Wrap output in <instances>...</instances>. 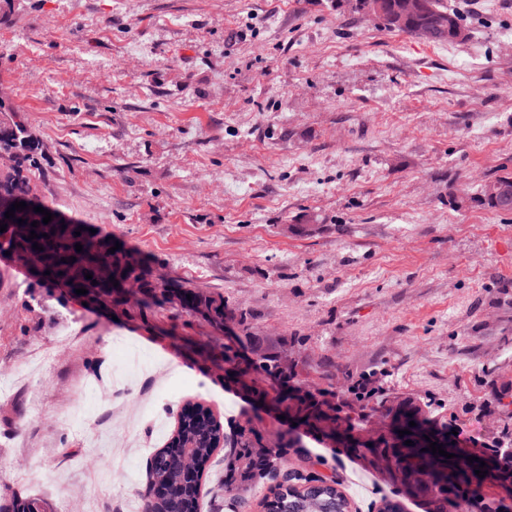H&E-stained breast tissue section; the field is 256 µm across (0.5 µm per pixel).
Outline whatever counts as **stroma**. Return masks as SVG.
Returning <instances> with one entry per match:
<instances>
[{"label": "stroma", "instance_id": "stroma-1", "mask_svg": "<svg viewBox=\"0 0 512 512\" xmlns=\"http://www.w3.org/2000/svg\"><path fill=\"white\" fill-rule=\"evenodd\" d=\"M448 3L464 42L355 0H11L0 97L43 144L45 201L120 237L148 280L228 297L250 322L234 345L282 346L344 397L380 373L479 448L512 401V211L477 201L512 173V0ZM28 283L0 259V486L131 512L185 407L287 431L201 362L224 331L196 313L34 302ZM308 458L351 512H430L351 449L305 434L288 464Z\"/></svg>", "mask_w": 512, "mask_h": 512}]
</instances>
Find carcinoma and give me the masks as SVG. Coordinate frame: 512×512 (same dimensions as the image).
Returning <instances> with one entry per match:
<instances>
[{
    "label": "carcinoma",
    "mask_w": 512,
    "mask_h": 512,
    "mask_svg": "<svg viewBox=\"0 0 512 512\" xmlns=\"http://www.w3.org/2000/svg\"><path fill=\"white\" fill-rule=\"evenodd\" d=\"M427 16L437 21L435 39L441 42H456L454 30L461 25L457 12L448 7L446 0H426ZM44 152L42 144L33 133L29 119L24 111L12 103L0 98V202L10 199L27 203V209L17 210L14 217H5V210L0 208V224H16L25 220L26 224L37 222L34 228L38 237L27 241L31 246L35 243L43 250L34 251L37 261H43V253H48L51 264L47 266L48 275H41L32 286L50 290L59 286L84 288L87 302L99 304L111 301L122 305L118 292L113 290V283L125 280L139 282L144 288L143 308L159 304L167 298V286L164 283H151L143 279L141 267L127 260L121 246L115 252L109 249L115 246L117 238L111 235L91 233L81 230V235L74 232L80 225L63 217L55 209L45 204L39 197L38 180L43 173L42 161ZM496 184L512 186V174L495 178L482 189L484 203L498 208L490 193ZM43 207L54 214L52 221L43 223V215L34 211ZM48 237H43V234ZM83 245V251L77 252L75 244ZM76 257L73 263L62 262V259ZM93 274L88 279L85 274ZM97 284H92V281ZM183 304L200 314L204 321L212 326L224 323V316L230 311L229 301L223 296L214 297L201 291L191 283L179 284ZM281 350L275 346L254 350V357L244 360L238 355V349L228 343H218L210 351L211 361L224 362V371L242 382L253 396L261 401L274 402L281 413L313 430L323 429L325 421L336 419V428L343 431L348 447L358 455H371L372 462L395 472L396 480H402L404 472L416 469L428 463H435L443 468L452 465V460L427 450L429 441L419 429L428 425L439 433L448 432V419L432 414L430 405L421 403L410 397L400 398L372 386V380L362 377L356 380L351 391L361 405L352 410L348 404L328 388L316 383L307 384V388L290 398L267 385L268 380L275 379L281 388L294 386L298 379L296 369L281 371L277 360ZM382 409L395 413L413 421L416 426L409 428V433L399 437H391L379 442L363 443L354 431L366 421L372 412ZM205 407L195 406L194 410H184L180 414L182 429L178 433L182 449L176 452L157 451L147 460V474L156 481L178 482L182 479L189 464L205 466L209 463L217 443L224 441L228 453L224 458V480L218 485L214 498H224V488L235 484L246 490L263 479L275 482L269 494L260 501L264 512H305L308 508L306 498L315 494L316 486L324 485L326 489L319 501L323 508L331 510L336 503L346 499L341 496L338 481L310 477L296 471L285 463V455L290 448L299 447V440L291 435L276 434L274 438L265 440L255 428L247 424H236L232 431L224 432V426L213 424L203 418ZM411 440L414 445L408 446L405 441ZM480 469L478 462H473L466 469L455 472L454 488L466 492L474 482L481 481L475 474ZM413 493L428 497L430 512H447L448 487L435 485L421 487ZM33 499L29 494L17 492L9 487L0 488V512H17V508L26 501ZM142 512H198V499L193 495L182 496L175 493L164 501H154L150 491L141 494Z\"/></svg>",
    "instance_id": "carcinoma-1"
}]
</instances>
